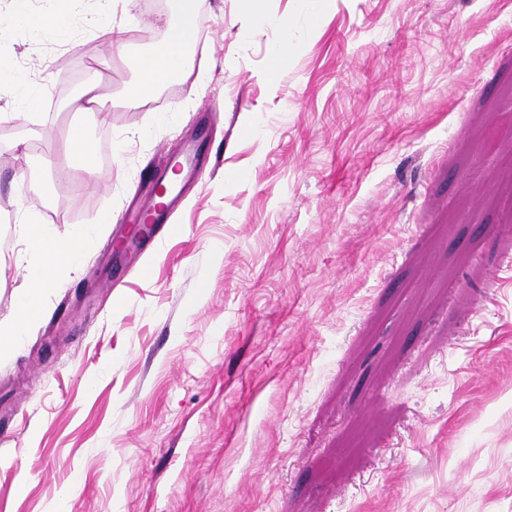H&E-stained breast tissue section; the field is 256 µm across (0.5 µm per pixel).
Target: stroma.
I'll return each instance as SVG.
<instances>
[{"label": "stroma", "instance_id": "stroma-1", "mask_svg": "<svg viewBox=\"0 0 512 512\" xmlns=\"http://www.w3.org/2000/svg\"><path fill=\"white\" fill-rule=\"evenodd\" d=\"M181 9L133 0L119 58L0 0V68L49 104L0 83V329L21 222L105 225L0 356V512H512V0H195L184 79L126 104ZM189 145L171 236L123 246ZM13 20L24 28L34 33H55L60 36L66 35L69 29V15L60 13L33 14L30 11L29 0H12ZM267 22L271 25L278 26L282 30L283 35L287 36L286 34L288 32V24H289L290 20L275 21V20L270 19ZM284 36L279 41V45L276 48V50L274 51L273 56H272L271 70H270L272 75H276L279 73L281 67L284 66L288 62V57L290 56V54H289L290 53V45L288 43V38H285ZM10 82L17 90L18 105L21 110L31 111L40 106L42 101L41 91L32 85L26 76L20 72L0 70V81Z\"/></svg>", "mask_w": 512, "mask_h": 512}]
</instances>
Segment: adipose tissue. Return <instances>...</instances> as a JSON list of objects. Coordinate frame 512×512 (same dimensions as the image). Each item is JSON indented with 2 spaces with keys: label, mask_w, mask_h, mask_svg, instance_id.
I'll return each mask as SVG.
<instances>
[{
  "label": "adipose tissue",
  "mask_w": 512,
  "mask_h": 512,
  "mask_svg": "<svg viewBox=\"0 0 512 512\" xmlns=\"http://www.w3.org/2000/svg\"><path fill=\"white\" fill-rule=\"evenodd\" d=\"M13 20L35 33L66 35L67 13L33 14L30 0H12ZM196 25L191 4H184L179 21L168 33L166 41L156 46L139 63V78L127 89L129 99H136L138 90H148L164 83L180 80L187 69V52ZM99 232L98 225H89L75 234L63 235L49 224H25L21 233L30 241L33 252L27 261L28 278L15 301V314L8 336H0V352L20 343L39 322L44 304L40 291L48 287L64 270L77 269L87 249Z\"/></svg>",
  "instance_id": "1"
}]
</instances>
